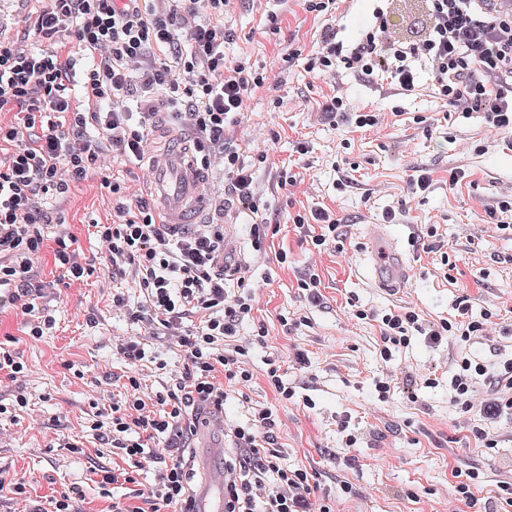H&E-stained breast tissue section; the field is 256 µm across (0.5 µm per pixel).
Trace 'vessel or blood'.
Listing matches in <instances>:
<instances>
[{"label": "vessel or blood", "instance_id": "1", "mask_svg": "<svg viewBox=\"0 0 512 512\" xmlns=\"http://www.w3.org/2000/svg\"><path fill=\"white\" fill-rule=\"evenodd\" d=\"M155 184L158 209L164 223L192 224L202 214L206 196L203 174L176 150L164 156L151 172ZM367 240L375 260L371 279L379 287L394 290L405 282V251L379 224L370 225ZM193 512H224L222 484L202 486L193 497Z\"/></svg>", "mask_w": 512, "mask_h": 512}]
</instances>
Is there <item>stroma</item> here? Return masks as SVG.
<instances>
[{
  "mask_svg": "<svg viewBox=\"0 0 512 512\" xmlns=\"http://www.w3.org/2000/svg\"><path fill=\"white\" fill-rule=\"evenodd\" d=\"M375 6V0H341L328 21L306 12L301 0H230L224 14L234 33L224 47L225 60L242 59L273 75L246 102L250 120L239 132L241 147L248 152L268 144L276 166L290 167L297 185L284 191L274 169L255 172L267 213L281 224L260 254L252 245L257 215L235 206L217 211L224 200V172L218 164L208 169L210 205L203 220L232 225V244L259 287L254 319L244 322L240 333L251 335L257 322L268 330L264 342L248 347L250 387L228 388L223 413L226 423L235 424L247 421L256 407H273L282 464L312 473L319 494L340 498V512H448L453 468H478L475 495L482 501L512 476L504 468L512 458V418L496 423L495 448L476 447L474 430L483 421L476 413L463 420L449 390L459 351L492 370L512 358V232L498 229L491 215L502 197L512 195V147L489 131L482 113L465 116L436 98L428 72H421L409 95L386 79L369 82L351 72L319 79L307 73L306 55L319 45L326 26H336L339 39L352 43L371 23ZM338 92L353 108L382 113V124L354 129L345 118L325 113L326 101ZM345 138L351 142L346 150L340 147ZM301 141L307 146L303 154L296 151ZM146 167L143 161L106 159L104 168L90 171L67 197L49 200L57 222L46 236L55 238L59 227H66L77 237L83 262L99 266L93 224L111 223L116 211L115 198L101 182L120 171L135 180L137 195L149 199L150 181L142 176ZM420 169L434 178L424 193L411 186ZM453 173L459 176L454 187L448 184ZM317 207L335 211L341 227L338 246L313 256L308 229L296 228L290 217ZM389 209L396 218L387 224L383 216ZM379 223L403 239L411 270L407 285L393 292L374 285L365 271L366 229ZM282 251L288 254L284 265L275 258ZM444 253L455 264L448 273L440 264ZM36 272L44 285L37 305L50 321L42 340L27 336L19 310L0 309V347L13 350L29 368L21 383L0 382V402L10 403L19 387L30 404L27 412L0 415V473L23 479L27 488L23 501L12 489H0V512H29L74 488L82 494V512H106L112 501L131 496L134 485L100 484L96 468L122 469L126 463L84 424L94 405H109L123 390L124 367L115 346L136 336L166 361V373L145 370L143 386L149 392L170 384L171 372L182 367V353L168 337L133 324L128 308L113 306L117 288L128 307L142 304L130 277L96 273L68 280L49 255ZM311 273L320 278L315 303L298 286ZM464 296L473 316L499 309L497 325L461 345L436 346L413 336L395 364L415 375L436 370L438 386L412 397L398 391L380 401L374 387L383 369L379 329L375 322L353 318L354 308L381 313L411 305L433 321L453 315ZM299 351L308 356L306 368L286 375L296 394L277 399L264 378L266 362L276 355L289 361ZM211 415L208 409L196 414L188 445L198 453L215 449L211 465L220 470L230 442L213 427ZM344 422L362 436L349 452L343 448ZM74 431L83 434V453L61 446ZM346 482L353 486L347 498L342 495Z\"/></svg>",
  "mask_w": 512,
  "mask_h": 512,
  "instance_id": "obj_1",
  "label": "stroma"
}]
</instances>
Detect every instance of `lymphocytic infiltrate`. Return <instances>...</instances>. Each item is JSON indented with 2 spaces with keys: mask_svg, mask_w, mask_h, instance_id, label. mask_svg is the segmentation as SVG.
Listing matches in <instances>:
<instances>
[{
  "mask_svg": "<svg viewBox=\"0 0 512 512\" xmlns=\"http://www.w3.org/2000/svg\"><path fill=\"white\" fill-rule=\"evenodd\" d=\"M424 2L425 17L410 40L392 34L384 8L374 10L372 26L354 45L344 46L335 31L325 30L309 53L308 71L320 77L340 65L370 80L391 79L410 93L425 70L437 98L465 114L483 113L496 132L512 136V12L489 11V0ZM228 3L160 0L159 7L147 9L142 0H49L34 23L44 47L25 49L14 38L0 37V112L21 115L19 125H0V147L9 149L0 164V304L34 312L31 296L41 286L32 270L48 252L68 277L92 275L74 249L72 233L63 229L47 240L44 228L54 217L46 202L83 181L105 148L128 161L142 160L156 97L178 109L196 152L222 162L225 189L239 207L253 213L263 208L253 168L266 164L268 153L244 160L237 128L249 95L264 86L266 76L245 61L225 62L224 45L233 38L224 23ZM72 38L99 56L87 74L80 109L72 101L77 61L66 53ZM135 87L143 108L136 124L126 106ZM52 112L60 113V120H49ZM91 128L98 139H87ZM96 232L106 246V268L131 276L144 293L145 303L131 311L132 320L172 337L184 354L173 388L146 396L140 367L149 363L161 371L166 362L135 338L117 349L127 369L124 393L91 428L134 469H142L154 462L146 438L161 436L169 447H183L193 432L192 406L222 409L225 383L252 381L246 350L235 339L253 316L255 294L242 278L237 292L224 285L230 265L224 260L223 225L163 224L142 201L133 209L118 206L116 221L97 225ZM469 310L463 298L452 318L436 322H423L411 307L379 315L381 359L391 362L416 333L435 344L469 342L498 316L488 309L476 320ZM190 317L196 323L188 329L184 321ZM457 365L450 388L460 411H478L492 423L512 416V359L492 374L467 354ZM483 379L488 388L481 392ZM276 427L269 407L254 409L247 423L229 427L224 512H336L335 501L315 496L312 473L281 465ZM133 471L101 469V482H134ZM190 499L186 462L176 453L150 488L113 504L111 512H188Z\"/></svg>",
  "mask_w": 512,
  "mask_h": 512,
  "instance_id": "lymphocytic-infiltrate-1",
  "label": "lymphocytic infiltrate"
}]
</instances>
